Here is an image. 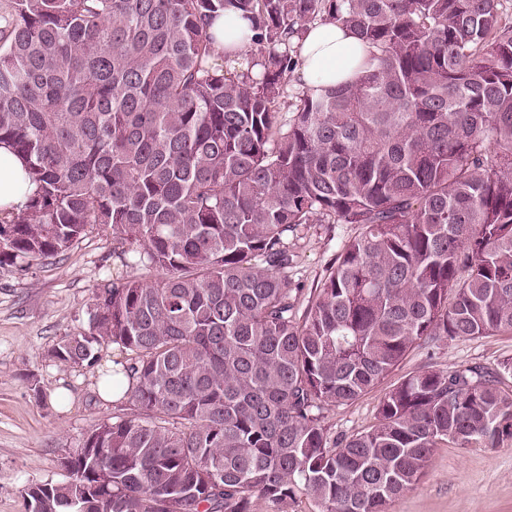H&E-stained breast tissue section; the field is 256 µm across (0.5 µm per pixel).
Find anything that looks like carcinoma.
<instances>
[{"instance_id": "1", "label": "carcinoma", "mask_w": 512, "mask_h": 512, "mask_svg": "<svg viewBox=\"0 0 512 512\" xmlns=\"http://www.w3.org/2000/svg\"><path fill=\"white\" fill-rule=\"evenodd\" d=\"M250 20L255 75L209 21ZM349 28L352 80L288 94L293 39ZM0 143L37 187L0 220L26 272L96 227L121 266L88 329L124 408L30 512H391L451 443L512 441L500 372L424 367L340 441L323 411L424 344L512 334V15L501 0H0ZM302 224H355L304 314Z\"/></svg>"}]
</instances>
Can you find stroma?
Wrapping results in <instances>:
<instances>
[{
    "label": "stroma",
    "instance_id": "obj_1",
    "mask_svg": "<svg viewBox=\"0 0 512 512\" xmlns=\"http://www.w3.org/2000/svg\"><path fill=\"white\" fill-rule=\"evenodd\" d=\"M358 233L353 224L300 226L287 275L300 290L301 305L315 298L337 255ZM119 270L111 236L97 230L61 256L32 266L27 275L0 268V512H27V487L62 481L61 459L116 412L98 393L100 368L64 365L48 352L86 330L97 284ZM510 359L512 334L415 348L378 387L326 410L324 423L332 437L343 439L376 424L385 392L409 372L426 366L496 370ZM37 388L45 402L35 399ZM392 512H512V442L437 448L425 475Z\"/></svg>",
    "mask_w": 512,
    "mask_h": 512
}]
</instances>
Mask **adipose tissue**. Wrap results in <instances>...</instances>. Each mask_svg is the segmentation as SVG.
I'll use <instances>...</instances> for the list:
<instances>
[{
	"mask_svg": "<svg viewBox=\"0 0 512 512\" xmlns=\"http://www.w3.org/2000/svg\"><path fill=\"white\" fill-rule=\"evenodd\" d=\"M209 31L216 54L247 62L253 43L250 23L233 13L216 17ZM301 64L295 73L302 87L325 89L349 80L364 55L363 45L349 29L333 23L310 27L300 40ZM36 190L24 161L7 145L0 144V214L19 212Z\"/></svg>",
	"mask_w": 512,
	"mask_h": 512,
	"instance_id": "obj_1",
	"label": "adipose tissue"
}]
</instances>
